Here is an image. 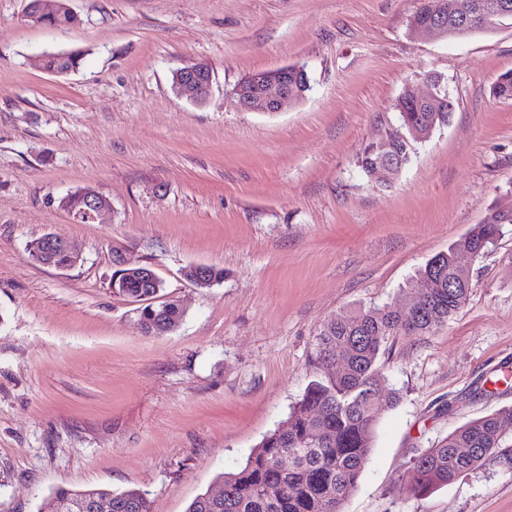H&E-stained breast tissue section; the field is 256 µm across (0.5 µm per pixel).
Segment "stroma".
<instances>
[{"label":"stroma","instance_id":"stroma-1","mask_svg":"<svg viewBox=\"0 0 512 512\" xmlns=\"http://www.w3.org/2000/svg\"><path fill=\"white\" fill-rule=\"evenodd\" d=\"M0 0V512L52 490L139 487L151 512H185L288 417L313 378L321 324L398 308L406 283L491 204L512 207V24L425 38L415 0H65L76 25ZM78 51L80 67L35 59ZM206 63L198 104L174 70ZM305 65L312 90L278 112L241 110L251 72ZM443 77L449 125L413 143L392 183L364 148L399 132L394 104ZM92 188L112 208L59 206ZM51 233L80 259L59 270L28 243ZM150 267L184 309L163 336L113 294L112 258ZM192 264L220 284L187 281ZM399 394L343 512H512V467L492 459L413 494L408 467L458 427L512 407V224L472 266L468 303L380 360ZM82 54L74 51H51L42 55L41 66L52 73L65 74L77 69L80 65ZM99 197H102V202ZM84 203L86 207L83 205V202L80 203V206H76L70 208L69 213H71L76 219L83 220L84 217L91 218V221L97 220L103 213L109 211L111 205L109 201L103 196L99 195L97 192L88 191L83 195Z\"/></svg>","mask_w":512,"mask_h":512}]
</instances>
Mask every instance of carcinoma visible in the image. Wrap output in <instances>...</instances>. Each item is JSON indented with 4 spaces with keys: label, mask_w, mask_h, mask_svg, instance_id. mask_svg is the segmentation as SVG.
Listing matches in <instances>:
<instances>
[{
    "label": "carcinoma",
    "mask_w": 512,
    "mask_h": 512,
    "mask_svg": "<svg viewBox=\"0 0 512 512\" xmlns=\"http://www.w3.org/2000/svg\"><path fill=\"white\" fill-rule=\"evenodd\" d=\"M501 2L483 0L485 17L481 23L472 27L452 24L449 36L463 37L512 21V15L500 16ZM81 59L79 52L51 51L42 55L41 66L65 74L77 69ZM289 69L288 92L294 102H301L311 91L309 74L303 66L296 70L291 65ZM492 94L498 99H512V70L499 75ZM395 109L404 134L392 135L363 150L358 167L367 176L374 174L383 154H393L407 166L412 159V143L423 140L429 127L448 125L455 101L443 91L440 101L429 107L404 94ZM506 224H512V214L507 216L498 207H491L480 223L448 246V251L430 258L416 276L418 281H428L430 288L417 300L411 289H406L407 309L403 312L357 307L326 320L316 335L314 378L287 420L251 450L243 466L221 476L222 495L202 493L192 500L187 512H341L368 462L381 414L399 400L378 367L384 346L393 336H424L447 323L470 294L471 280L460 276L457 251L464 246L482 256L498 241ZM112 285V292L145 302L139 317L148 325L163 322L176 327L183 319L181 308L161 300V281L150 288L117 269ZM343 353L348 354L345 369L330 372L328 361ZM511 426V407L460 426L411 461V491L422 494L446 485L489 459L512 464V457L500 452L508 447L503 432ZM462 448L469 452H460ZM103 495L112 499V512H149L148 493L135 487L120 491L60 488L44 498L39 512H72V503Z\"/></svg>",
    "instance_id": "obj_1"
}]
</instances>
